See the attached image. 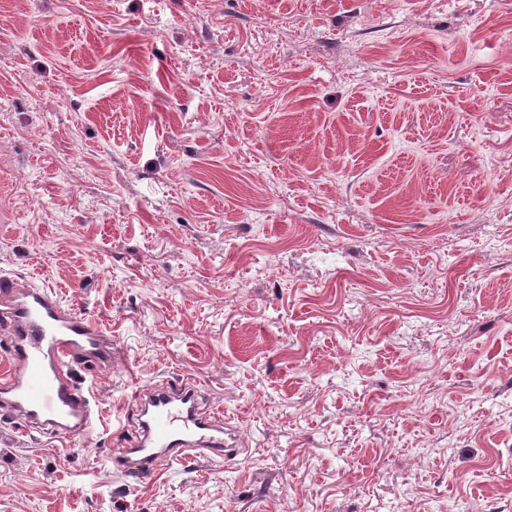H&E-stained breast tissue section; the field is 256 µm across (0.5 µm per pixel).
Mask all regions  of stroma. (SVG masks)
<instances>
[{"label":"stroma","mask_w":512,"mask_h":512,"mask_svg":"<svg viewBox=\"0 0 512 512\" xmlns=\"http://www.w3.org/2000/svg\"><path fill=\"white\" fill-rule=\"evenodd\" d=\"M1 273L112 362L0 512H512V0H0ZM183 376L249 457L127 477Z\"/></svg>","instance_id":"obj_1"}]
</instances>
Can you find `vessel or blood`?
Returning a JSON list of instances; mask_svg holds the SVG:
<instances>
[{
  "mask_svg": "<svg viewBox=\"0 0 512 512\" xmlns=\"http://www.w3.org/2000/svg\"><path fill=\"white\" fill-rule=\"evenodd\" d=\"M0 317L8 323L10 356L0 372V408L62 436L87 432L96 415L74 371L111 362L99 324L66 307L54 289L2 274ZM132 402L139 416L136 445L118 455L126 474L151 475L201 447L228 461L250 452L234 425L206 409L190 380L156 382L135 391Z\"/></svg>",
  "mask_w": 512,
  "mask_h": 512,
  "instance_id": "1",
  "label": "vessel or blood"
}]
</instances>
